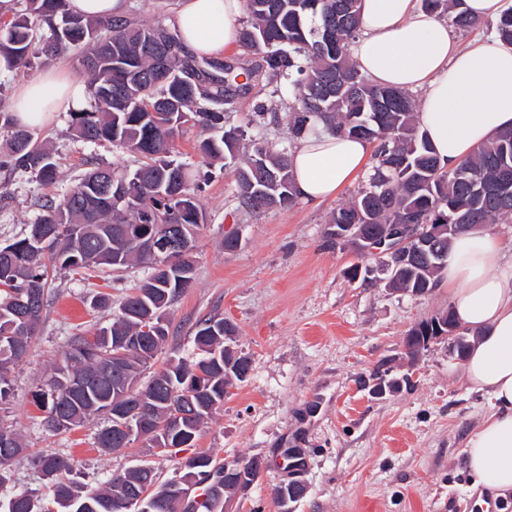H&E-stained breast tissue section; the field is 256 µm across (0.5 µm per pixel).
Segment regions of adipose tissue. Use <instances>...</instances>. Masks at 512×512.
Segmentation results:
<instances>
[{"label": "adipose tissue", "instance_id": "ef3b65f1", "mask_svg": "<svg viewBox=\"0 0 512 512\" xmlns=\"http://www.w3.org/2000/svg\"><path fill=\"white\" fill-rule=\"evenodd\" d=\"M244 0H179L172 18L183 49L220 57L236 44ZM361 36L351 46L359 70L374 83L422 91L417 120L441 161L457 165L498 130L512 127V45L495 37L461 43L417 0H361ZM83 86L49 69L24 80L12 110L27 125L84 103ZM368 141L322 132L291 153L300 201L332 196L366 165ZM459 324L474 332L463 380L484 392L490 411L468 438L467 467L477 485L512 490V260L498 236L477 230L457 236L437 276Z\"/></svg>", "mask_w": 512, "mask_h": 512}]
</instances>
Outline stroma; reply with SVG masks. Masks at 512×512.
Wrapping results in <instances>:
<instances>
[{
    "label": "stroma",
    "instance_id": "obj_1",
    "mask_svg": "<svg viewBox=\"0 0 512 512\" xmlns=\"http://www.w3.org/2000/svg\"><path fill=\"white\" fill-rule=\"evenodd\" d=\"M38 130L57 154L60 179L47 187L29 173L0 174V247L34 222L38 200L62 193L88 162L134 164L110 143L74 139L68 113L52 114ZM369 176L362 170L317 205L253 214L238 204L233 171L205 187L195 280L170 308L165 350L191 357L196 322L216 316L235 325L233 348L248 357L250 372L205 424L196 447L219 462L266 463L250 490L233 497L231 512H278L273 488L288 476L291 448L302 451L307 485L294 512H512V491L474 486L464 459L468 436L489 410L486 397L469 390L447 343L430 345L412 363L403 355L408 331L449 308L447 289L389 290L373 259L368 277L351 279L356 256L326 245L330 214ZM228 231L241 239L233 253L224 250ZM145 275L138 264L108 275L50 271L39 335L11 372L10 398L0 403V425L15 429L28 451L8 466L0 494L25 491L51 504L50 481L28 460L40 452L72 458L77 481L92 487L142 463L160 480L178 477L180 455L158 457L141 443L124 454L98 448L102 420L47 430L32 398L70 338L93 335L110 321L111 309L93 307V296L104 291L120 303ZM383 362L390 375L411 374V387L372 397L364 382Z\"/></svg>",
    "mask_w": 512,
    "mask_h": 512
}]
</instances>
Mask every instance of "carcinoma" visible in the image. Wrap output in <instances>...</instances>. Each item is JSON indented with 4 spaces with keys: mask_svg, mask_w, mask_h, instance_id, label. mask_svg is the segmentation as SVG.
Segmentation results:
<instances>
[{
    "mask_svg": "<svg viewBox=\"0 0 512 512\" xmlns=\"http://www.w3.org/2000/svg\"><path fill=\"white\" fill-rule=\"evenodd\" d=\"M11 20L0 22V69L25 73L36 62L75 51L87 75L88 107L71 113L75 136L106 140L140 157L133 170L91 164L59 200L47 198L27 233L0 247V401L12 391L11 369L27 355L38 335L46 300L48 269L97 268L116 271L137 260L148 273L113 312L112 322L92 337L75 336L35 401L44 426L70 431L96 416L108 426L98 447L112 451V431L139 427L123 401L137 397L151 419L152 445L179 448L197 441L204 424L224 407V335L233 324L208 317L196 322L195 356H171L163 372L151 368L169 336L170 307L194 280L187 254L170 268L133 251L129 241L149 238L158 224H205L198 192L213 172L173 158L175 140L191 124L212 132L199 143L206 160H230L241 208L256 212L295 205L290 146L260 136L242 147L245 131L230 123L237 100L256 86L272 98H292L284 107L290 139L326 130L375 144L369 186L329 217L337 224H496L512 219V195L503 200L501 172L512 170V128L495 133L453 168L436 155L420 129L413 93L371 83L357 68L350 47L360 34V0H246L238 33L247 55L232 74L224 61H197L180 46L176 31L163 24L128 18L101 20L75 14L69 0H17ZM462 0H421L425 10L466 34L483 20L461 8ZM496 36L512 44V7L492 24ZM0 172L30 173L51 186L58 178L55 153L37 130L0 110ZM264 163L268 190L257 195L251 165ZM457 233H444L430 260L418 259L386 275L387 286L410 293L430 292ZM37 307L26 317L27 304ZM18 434L0 427V486L4 470L20 455ZM32 464L52 484L58 512H193L179 507L186 483L204 485L216 475L215 494L224 492L220 467L206 451L186 459L179 477L152 489L147 469L113 475L87 488L69 478L70 459L36 455ZM5 512H51L27 492L8 500Z\"/></svg>",
    "mask_w": 512,
    "mask_h": 512,
    "instance_id": "carcinoma-1",
    "label": "carcinoma"
}]
</instances>
